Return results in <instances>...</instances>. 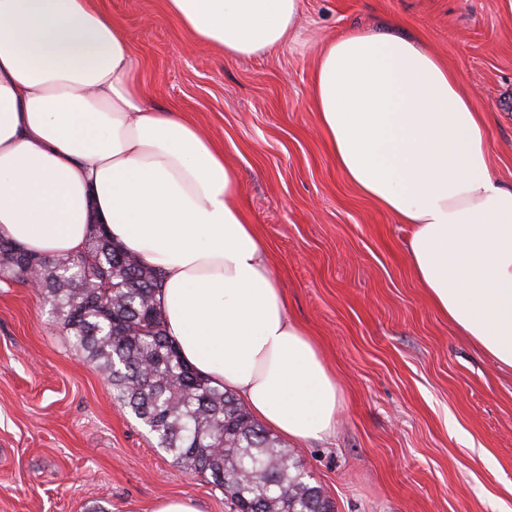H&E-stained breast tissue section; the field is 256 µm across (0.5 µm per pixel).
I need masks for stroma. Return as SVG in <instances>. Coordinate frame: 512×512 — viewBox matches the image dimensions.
Returning a JSON list of instances; mask_svg holds the SVG:
<instances>
[{
    "instance_id": "35a3bbf8",
    "label": "stroma",
    "mask_w": 512,
    "mask_h": 512,
    "mask_svg": "<svg viewBox=\"0 0 512 512\" xmlns=\"http://www.w3.org/2000/svg\"><path fill=\"white\" fill-rule=\"evenodd\" d=\"M154 106L223 150L288 310L343 391L336 438L293 444L335 512L512 508V373L430 304L406 225L351 185L310 99L323 44L360 28L423 41L491 117L490 165L512 187V0H301L284 47L243 58L200 43L165 0H101ZM184 497L232 512L176 465L73 350L40 292L0 284V512H151Z\"/></svg>"
}]
</instances>
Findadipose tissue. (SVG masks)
I'll return each mask as SVG.
<instances>
[{
	"label": "adipose tissue",
	"mask_w": 512,
	"mask_h": 512,
	"mask_svg": "<svg viewBox=\"0 0 512 512\" xmlns=\"http://www.w3.org/2000/svg\"><path fill=\"white\" fill-rule=\"evenodd\" d=\"M193 38L269 54L300 0H165ZM124 28L97 0H0V238L51 259L98 228L163 270L156 296L183 361L291 441L336 434L341 388L284 292L224 154L149 104ZM310 99L345 179L408 225L432 306L512 370V188L489 121L423 43L350 30L320 52Z\"/></svg>",
	"instance_id": "ef3b65f1"
}]
</instances>
